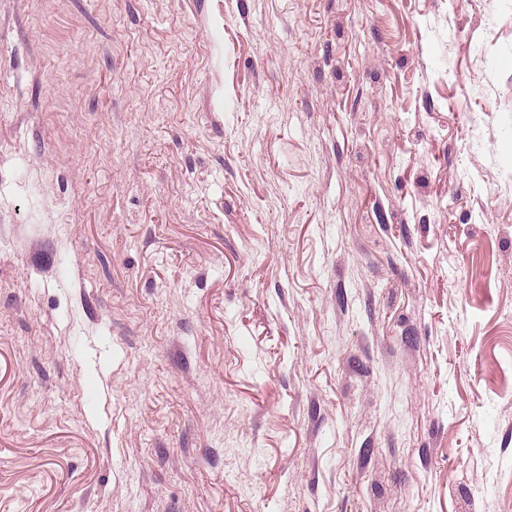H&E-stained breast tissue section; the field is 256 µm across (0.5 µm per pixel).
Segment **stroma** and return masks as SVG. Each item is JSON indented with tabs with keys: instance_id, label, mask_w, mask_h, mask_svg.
Masks as SVG:
<instances>
[{
	"instance_id": "stroma-1",
	"label": "stroma",
	"mask_w": 512,
	"mask_h": 512,
	"mask_svg": "<svg viewBox=\"0 0 512 512\" xmlns=\"http://www.w3.org/2000/svg\"><path fill=\"white\" fill-rule=\"evenodd\" d=\"M510 160L512 0H0V512H512Z\"/></svg>"
}]
</instances>
